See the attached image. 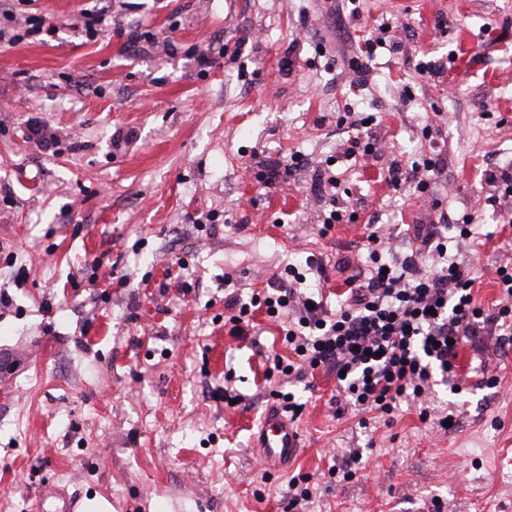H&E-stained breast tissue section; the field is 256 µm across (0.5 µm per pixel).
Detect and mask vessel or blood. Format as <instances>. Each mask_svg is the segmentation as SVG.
Masks as SVG:
<instances>
[{"instance_id":"obj_1","label":"vessel or blood","mask_w":512,"mask_h":512,"mask_svg":"<svg viewBox=\"0 0 512 512\" xmlns=\"http://www.w3.org/2000/svg\"><path fill=\"white\" fill-rule=\"evenodd\" d=\"M253 446L265 466L280 471L288 469L298 459L302 438L293 420L274 404L262 415Z\"/></svg>"}]
</instances>
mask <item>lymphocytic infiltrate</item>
I'll list each match as a JSON object with an SVG mask.
<instances>
[{
	"label": "lymphocytic infiltrate",
	"mask_w": 512,
	"mask_h": 512,
	"mask_svg": "<svg viewBox=\"0 0 512 512\" xmlns=\"http://www.w3.org/2000/svg\"><path fill=\"white\" fill-rule=\"evenodd\" d=\"M458 243L475 237L474 217L465 213L454 226L415 225L407 251L395 257L389 235L370 241L367 257L335 309L310 286L323 266L307 260L289 266L288 275L270 282L264 297H226L234 309L231 335L244 333L252 308L286 318L289 356H275L274 367L286 383L321 369L335 375L344 404L355 412L391 415L401 402L417 404L421 421L444 430L450 415L431 405L437 379L454 378L458 349L487 328L512 340V268L496 270L501 297L491 309L474 298L476 279L468 264L448 247V232Z\"/></svg>",
	"instance_id": "obj_1"
}]
</instances>
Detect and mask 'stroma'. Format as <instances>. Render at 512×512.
I'll list each match as a JSON object with an SVG mask.
<instances>
[{"instance_id":"stroma-1","label":"stroma","mask_w":512,"mask_h":512,"mask_svg":"<svg viewBox=\"0 0 512 512\" xmlns=\"http://www.w3.org/2000/svg\"><path fill=\"white\" fill-rule=\"evenodd\" d=\"M116 4L139 46L83 10ZM53 35L0 46V512H292L288 480L309 478L304 512H512V343L467 344L448 433L416 409L360 424L337 414L322 370L293 391L303 450L266 473L251 437L279 389L281 322L252 313L230 335L226 288L264 294L315 257L335 308L342 263L374 226L425 221L429 200L471 213L483 235L474 297L499 298L512 267L483 176L512 171V0H29ZM381 48L362 94L349 59ZM208 53V66L196 57ZM292 55L291 70L280 61ZM434 67L418 75L417 63ZM377 117V153L345 155L355 114ZM440 121H433V113ZM48 125L53 145L31 128ZM439 151L433 193L392 186L393 166ZM301 153L272 188L264 163ZM339 178L353 220L330 211L316 170ZM232 283H225V275ZM499 384L479 386L481 363ZM242 395L224 402L225 389ZM354 479L329 469L350 451Z\"/></svg>"}]
</instances>
